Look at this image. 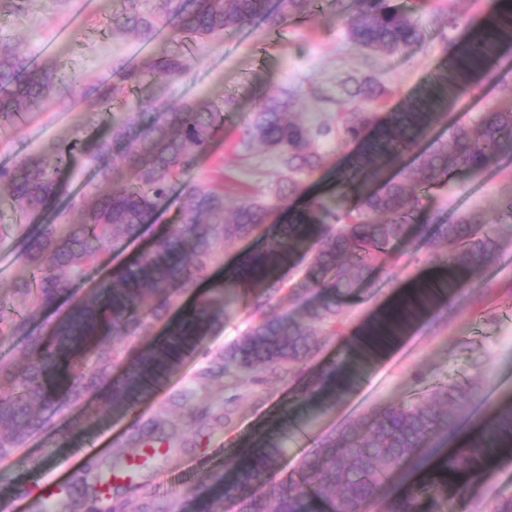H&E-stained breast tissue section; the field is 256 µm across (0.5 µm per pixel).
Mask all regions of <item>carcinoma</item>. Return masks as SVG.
I'll return each instance as SVG.
<instances>
[{
	"label": "carcinoma",
	"instance_id": "cac0c4a2",
	"mask_svg": "<svg viewBox=\"0 0 512 512\" xmlns=\"http://www.w3.org/2000/svg\"><path fill=\"white\" fill-rule=\"evenodd\" d=\"M358 17L349 29L350 40L362 49L385 55L399 53L422 40V24L415 8L403 9L391 0H360ZM315 0H159L157 15H146L131 3L121 25L149 42L166 27L173 36L191 35L196 40L236 32L256 21L270 31L288 21L309 16ZM188 67L181 54H165L144 66L122 64L115 68L116 81H96L86 88L102 104L149 75L178 77ZM462 71L452 65L422 95L402 110L380 119L373 104L384 89L368 81L345 88L358 102L339 128L343 140L359 143L361 152L338 172L339 185L357 197L342 209L314 198L290 211L289 223L272 227L259 254L243 260L240 270L211 289V295L186 310L167 335L131 360L124 372L112 377V359L80 357L92 341L106 336H148L155 321L177 303L178 293L211 279L224 243L247 237L269 223L273 212L288 206L303 193L298 179L323 165L318 138L327 136V125L317 132L288 118L295 95L267 97L241 131L238 145L256 142L275 154L288 176L279 185L275 202L248 201L227 211L224 193L203 186L184 191L175 224L160 236L151 250L128 267L103 276L88 296H78L75 286L89 267L121 239L138 236L143 225L167 207L172 187L181 177L209 157L213 140L223 129L221 107L197 100L171 107L157 100H134L131 111L113 116L109 132L86 139L77 128L69 140L47 154H30L0 167V190L11 198L17 214L30 218L49 209L52 219L38 226L24 241L22 258L29 276L14 288L36 309L54 306L65 298L68 315L51 336L26 331V319L0 310V335L25 337L24 363L0 362V384L13 392L0 399V462L12 457L28 438L44 429V411L59 408L54 397L63 384V401L78 404L102 382L110 383L108 406L130 410L159 388L256 279L266 286L251 293L256 322L232 343L220 358L227 377L260 374L299 363L320 348L315 332L319 325L330 333L342 329L341 305L354 288L366 280L376 261L405 237L416 212V191L439 183L458 170L477 176L499 155L512 152V111L489 110L474 121L451 129L446 141H436L411 167L402 181L385 177L386 170L411 150L439 114L461 82ZM64 77L50 64L36 65L16 46L0 48V130L15 128L28 114L50 101L67 103L63 89L80 83ZM93 165L94 176L85 190L64 194L60 175L75 152ZM114 185L104 193L101 187ZM423 237L446 240L448 257L436 263L432 282L420 289L407 313L456 294L465 275L496 263L497 238L484 230L475 215L449 224H426ZM316 246L308 256L302 278L289 287V297L301 299L313 292L318 298L304 305L302 317L277 314L286 284L277 276L290 263L296 248L308 240ZM387 324L365 332L358 353L369 356L392 335ZM473 399L471 389L442 386L419 402L387 405L371 414L364 426H349L327 437L306 455L298 469L278 475L285 451L280 432L257 439L258 451L237 467L233 481L225 484L223 499L234 512H457L471 481L494 455H512V402L498 408L485 427L456 450L440 470L425 474L407 493L381 498L388 476L401 469L425 473L440 441L448 440L459 415ZM167 421L158 417L138 427L129 450L109 461H91L67 492L50 507L41 502L32 512H117L119 504L102 503L99 487L106 477L129 463L147 468L157 455L174 449L165 437Z\"/></svg>",
	"mask_w": 512,
	"mask_h": 512
}]
</instances>
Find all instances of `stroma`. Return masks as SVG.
Masks as SVG:
<instances>
[{"label":"stroma","instance_id":"obj_1","mask_svg":"<svg viewBox=\"0 0 512 512\" xmlns=\"http://www.w3.org/2000/svg\"><path fill=\"white\" fill-rule=\"evenodd\" d=\"M126 4L127 0H62L53 6L48 0H29L25 16L0 13V47L20 44L35 63L57 31L70 28L63 50L49 62L61 75H76L87 83L112 78L114 67L123 62L141 64L169 53H182L189 59V68L180 77L146 78L109 105L84 96L81 89L70 90L69 108L44 106L0 140V165L48 151L78 128L89 135L103 134L111 115L125 111L138 97L160 98L176 106L200 98L217 104L229 100L233 106L224 112V129L215 139L211 157L184 181L223 189L231 209L252 197L271 201L285 176L280 160L261 146L240 152L233 144L266 96L297 93L294 111L308 127L327 122L337 127L352 107L344 92L346 83L372 80L387 89L378 102L379 112L394 111L431 87L472 31L483 27L488 15H499L502 10L501 0H451L452 12L461 18L454 29L448 26L449 14L425 10L421 14L422 42L402 53L383 56L357 47L349 38L357 0H317L313 13L289 21L281 29L247 26L212 39L204 47L193 38L175 40L165 32L143 43L138 35L122 31L117 24ZM492 109H512V29L501 35L494 54L473 70L468 82L449 100L446 116L430 135L448 139L450 125L468 123L478 113ZM319 147L324 164L303 176L306 192L318 187L323 196L335 198L339 204H354L353 194L338 192L336 172L347 164L355 146L335 136L321 140ZM510 192L512 153L497 157L481 175L459 173L419 190L409 243L381 258L370 278L345 299L343 335L319 330L320 351L294 365L286 377L232 388L220 379L201 378V371L216 362L225 346L238 339L253 319L252 309L242 302L204 337L199 351L132 412L100 411L103 392L99 389L91 392L89 402L62 406L50 414L44 430L31 436L10 460L0 462V512H30L41 485L68 487L90 459H106L120 452L134 425L163 413L178 422L183 446L157 460L154 468L145 471L143 480L170 503L171 512H197L201 498L212 503L215 512H222L221 485H209L203 492L199 481L214 473L232 478L230 465L242 457L244 448L283 422L288 425V442L280 472L287 475L324 437L362 423L382 406L418 402L443 385L470 387L475 392L459 429L492 413L500 402L512 398V223H501L497 210L499 198ZM472 213L482 214L487 230L499 240L497 264L468 275L449 302L409 323L396 336L394 348L363 369L353 388L335 403L324 409L302 405V389L310 375L353 353L359 333L411 285L427 279L438 258L447 254V244L419 240L422 224H448ZM173 216L170 210L158 213L138 238L115 245L102 256L98 267L88 270L78 284L79 291H88L107 270L132 263L155 237L166 232ZM261 243L257 233L225 243L211 280L183 294L166 321L155 323L151 335L109 337L105 346L122 350L129 358L148 348L155 337L164 334L167 320L178 318L183 308L208 294L223 281L229 263L259 250ZM22 244L15 236L0 242V303L19 308L29 328L44 334L68 313L69 305L61 301L49 309H32L15 294L13 282L28 273L21 261ZM489 284L494 287L490 296L472 300L473 291ZM188 390L195 392L196 402L216 409L232 401L230 421L197 430L190 410L171 404ZM510 495L512 461L480 474L461 509L489 512L495 499Z\"/></svg>","mask_w":512,"mask_h":512}]
</instances>
